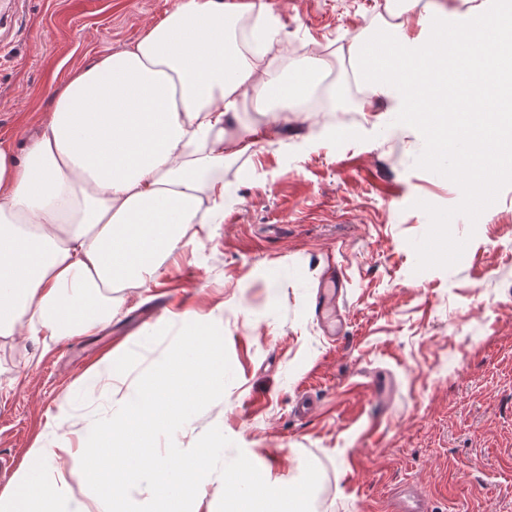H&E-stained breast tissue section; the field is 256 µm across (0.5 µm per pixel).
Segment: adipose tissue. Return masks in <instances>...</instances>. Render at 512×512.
I'll return each instance as SVG.
<instances>
[{
  "label": "adipose tissue",
  "instance_id": "1",
  "mask_svg": "<svg viewBox=\"0 0 512 512\" xmlns=\"http://www.w3.org/2000/svg\"><path fill=\"white\" fill-rule=\"evenodd\" d=\"M366 28L350 46L363 108L400 97L437 149L470 137L482 163L512 161V128H451L459 98L496 100L512 112V25L497 0L463 14L419 11ZM280 28L253 0H176L134 44L75 71L56 91L25 153L0 141V337L60 341L108 324L116 288L156 280L191 225L210 224L230 199L224 166L251 150L246 112H293L330 64L312 53L275 71ZM491 74L456 83L460 55ZM50 448H34L0 497V512H87L65 473L46 485Z\"/></svg>",
  "mask_w": 512,
  "mask_h": 512
}]
</instances>
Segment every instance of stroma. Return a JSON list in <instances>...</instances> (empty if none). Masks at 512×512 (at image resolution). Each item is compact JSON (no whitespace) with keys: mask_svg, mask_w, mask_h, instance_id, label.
I'll return each mask as SVG.
<instances>
[{"mask_svg":"<svg viewBox=\"0 0 512 512\" xmlns=\"http://www.w3.org/2000/svg\"><path fill=\"white\" fill-rule=\"evenodd\" d=\"M260 2L282 27L280 66L332 54V90L225 166L223 223L157 283L117 291L110 325L0 341V496L45 446L59 451L45 474L65 472L95 512L85 433L165 353L145 337L191 313L220 327L233 379L176 432L180 448L218 427L234 443L224 460L243 451L277 487L313 461L312 512H389L401 486L433 512H512V176L470 195L454 156L437 159L404 113L362 111L344 47L381 0ZM174 3L28 0L17 19L0 4V141L24 150L18 127L37 128L62 80ZM330 268L345 284L335 336L315 312ZM114 354L130 366L119 383Z\"/></svg>","mask_w":512,"mask_h":512,"instance_id":"1","label":"stroma"}]
</instances>
